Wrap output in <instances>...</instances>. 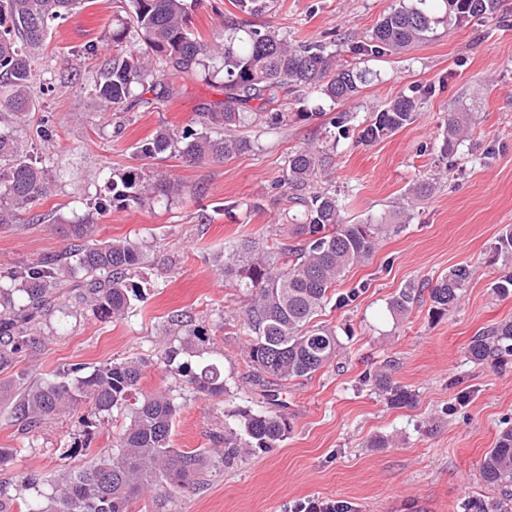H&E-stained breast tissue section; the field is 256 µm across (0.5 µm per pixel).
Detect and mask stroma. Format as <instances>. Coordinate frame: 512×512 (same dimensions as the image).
Returning <instances> with one entry per match:
<instances>
[{"instance_id": "obj_1", "label": "stroma", "mask_w": 512, "mask_h": 512, "mask_svg": "<svg viewBox=\"0 0 512 512\" xmlns=\"http://www.w3.org/2000/svg\"><path fill=\"white\" fill-rule=\"evenodd\" d=\"M393 3L276 0L269 13L242 20L295 42L327 44L368 34ZM115 11L114 0H93L56 23L46 41L41 65L55 89L43 95L40 113L49 120L56 157L40 210L59 221L0 227V271L63 251L65 220L89 216V199L112 174L146 167L179 179L185 190L140 206L116 202L93 217L97 239L142 243L145 262L132 279L144 298L123 320L79 310L46 322L37 331L40 352L21 358L17 371L31 380L75 363L91 370L114 359L141 360L142 391L169 390L179 407L172 444L181 451L212 448L240 412L285 415L281 447L217 463L204 485L181 489L168 512H298L308 500L343 501L353 512H468L472 499L487 494L479 481L486 452L512 426V356L481 364L466 356L479 330L512 321V294L493 290L512 273L501 251V235L512 227V0H502L497 17L464 20L428 43L369 60L378 80L344 106L354 125L403 92L420 95L421 115L375 143L360 142L356 132L337 139L334 162L317 186L335 190L353 224L408 207L415 182L435 179L436 190L409 207V223L390 226L367 264L337 283V294H354V301L328 302L318 320L335 328L340 355L312 378L280 388L274 402L251 382L240 325L224 321L226 311H243L247 301L218 276L215 258L244 239L288 240L275 183L289 153L316 136L325 119L244 128L250 148L221 163L136 157L137 143L162 128L194 125L202 107L224 93L219 80L183 75L150 108L103 111L83 90L95 71L81 52L111 34ZM234 11L232 0H194L192 29L207 43L223 39L224 18ZM452 112L471 113V135L444 159L439 136ZM459 265L472 275L454 310L436 313L425 295L406 321L392 315L388 305L401 288L435 283ZM174 312L207 329L210 350L224 359V396L200 397L157 364L159 347L174 339L166 329ZM385 364L412 393L410 405L390 407L365 383L366 373ZM125 422L116 412L88 428L76 413L23 434L11 401L2 400L0 447L17 454L0 481L28 470L53 474L64 448L76 444L111 448ZM378 437L388 447H373Z\"/></svg>"}]
</instances>
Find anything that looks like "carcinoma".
<instances>
[{"label":"carcinoma","instance_id":"carcinoma-1","mask_svg":"<svg viewBox=\"0 0 512 512\" xmlns=\"http://www.w3.org/2000/svg\"><path fill=\"white\" fill-rule=\"evenodd\" d=\"M84 0H0V226L17 224L21 215L43 223L48 214L34 209L51 193L46 155L34 154L33 142L20 132L30 126L31 114L45 94L37 61L48 35ZM118 24L112 35L84 49L97 60L96 78L88 94L104 110L130 112L148 107L152 99L172 92L161 80L164 74L178 76L202 72L223 73L224 100L198 113L195 127L181 131L161 128L135 147L141 159L163 154L180 156L190 163H215L250 147L238 128L259 122L275 128L296 117L306 120L323 114L321 106L311 112H290L315 93L333 105L359 97L377 73L360 66V57L399 54L431 41L438 31L451 30L468 18H488L499 0H395L372 32L355 42L353 60L339 59L338 50L323 44L293 43L288 36L269 28L241 32L233 15L224 20V40L205 43L188 28L190 6L186 0H117ZM273 0H233L241 13L259 16ZM140 38L127 40L130 30ZM418 100L405 93L372 112L358 134L360 141L374 143L419 118ZM468 115L456 112L446 119L440 145L448 157L468 137ZM336 142H310L288 154V164L277 186L291 207L302 208L301 221L293 235L297 245L276 248L245 240L218 261L224 280L246 291L248 303L242 315L247 336L245 350L252 381L267 388L309 379L335 358L339 349L336 329L312 323L333 295V288L353 266L368 262L386 220L347 224L336 192L311 190V184L332 165ZM107 194L91 202L102 215L112 201L141 205L154 196H174L184 185L167 175L153 177L130 169L105 181ZM91 221L68 225L67 247L15 271H0V373L11 370L22 354L40 350L42 342L30 326L42 323L54 312L71 306L89 307L103 318H126L133 301L143 299L141 287L130 276L144 262L141 243L134 239L99 240ZM465 266L448 270L430 289L438 313L453 308L469 279ZM414 288L401 289L390 302L396 317L411 313ZM178 328V345L157 351V361L174 370L184 386L205 397L228 392L221 360L203 358L202 328L170 316ZM512 355V321L484 329L473 336L467 358L481 363L489 358ZM187 359L182 361L180 356ZM198 361L192 362L190 358ZM72 364L63 376H46L38 382L8 381L17 390L13 415L20 430L29 433L49 419L87 412V423L114 411L129 423L113 437L104 452L84 445L82 464H66L58 474L46 477L23 472L15 482H0V512H13L17 491L29 492L22 512H133V505L152 496L156 507L200 475L205 454L181 452L171 446L177 414L174 399L164 391L139 392L142 368L138 361L114 359L82 374ZM365 381L392 406L412 401V394L395 382L385 367L365 375ZM288 422L271 411L240 415L234 426L224 427V447L209 450L229 463L241 449L267 450L284 441ZM480 480L494 492L479 499L473 512H507L512 503V428L503 429L494 448L483 458Z\"/></svg>","mask_w":512,"mask_h":512}]
</instances>
